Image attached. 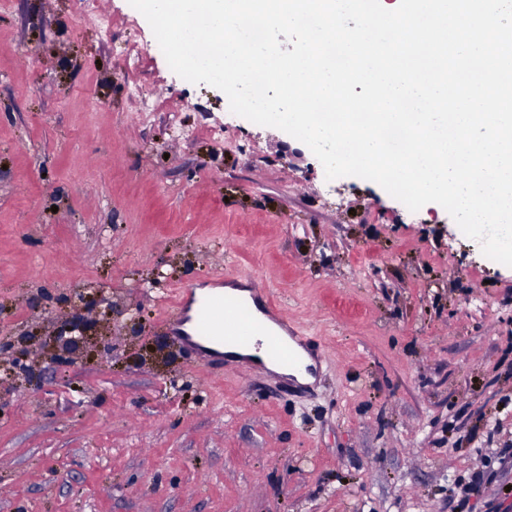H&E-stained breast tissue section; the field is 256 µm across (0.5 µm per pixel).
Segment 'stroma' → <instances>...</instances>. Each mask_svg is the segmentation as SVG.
<instances>
[{"mask_svg": "<svg viewBox=\"0 0 512 512\" xmlns=\"http://www.w3.org/2000/svg\"><path fill=\"white\" fill-rule=\"evenodd\" d=\"M79 9H0V350L39 362L0 370V512H463L455 479L512 448V267L179 77L128 0ZM225 269L319 337L313 383L164 334ZM77 280L93 340L46 359Z\"/></svg>", "mask_w": 512, "mask_h": 512, "instance_id": "1", "label": "stroma"}]
</instances>
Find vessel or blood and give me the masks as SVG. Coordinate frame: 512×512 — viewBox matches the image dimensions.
Returning a JSON list of instances; mask_svg holds the SVG:
<instances>
[{"instance_id": "obj_1", "label": "vessel or blood", "mask_w": 512, "mask_h": 512, "mask_svg": "<svg viewBox=\"0 0 512 512\" xmlns=\"http://www.w3.org/2000/svg\"><path fill=\"white\" fill-rule=\"evenodd\" d=\"M216 279L243 286L246 297L203 293L193 283L181 285L174 304L162 315L161 328L191 350L201 367L220 356L227 366L246 371L265 359L288 369L300 367L302 360L294 343L301 330L283 316L262 281L232 271L217 274ZM228 346L233 355H225Z\"/></svg>"}]
</instances>
